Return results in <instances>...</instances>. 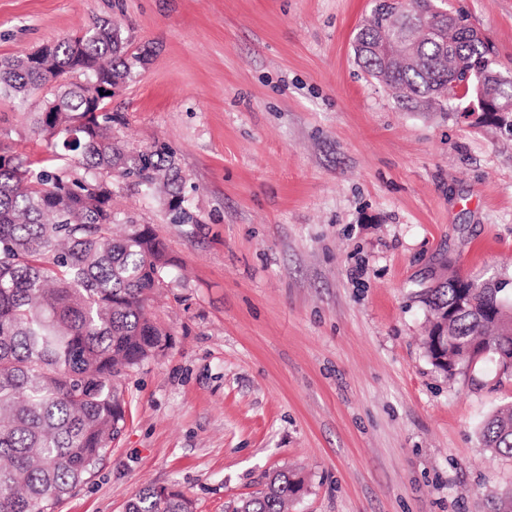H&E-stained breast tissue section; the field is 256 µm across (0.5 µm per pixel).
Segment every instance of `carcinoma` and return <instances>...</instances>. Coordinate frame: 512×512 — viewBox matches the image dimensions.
I'll return each instance as SVG.
<instances>
[{"label": "carcinoma", "mask_w": 512, "mask_h": 512, "mask_svg": "<svg viewBox=\"0 0 512 512\" xmlns=\"http://www.w3.org/2000/svg\"><path fill=\"white\" fill-rule=\"evenodd\" d=\"M390 11L371 8L354 39L358 63L383 73L395 100L413 111L454 109L472 85H448V72H479L490 93L512 109V79L479 69L493 50L464 30L443 23L436 0H393ZM407 33L421 63L387 66L374 48ZM53 65L76 69L75 81L35 113L34 127L61 146L83 173L34 168L25 156L0 147V512H56L58 503L107 457L126 424L125 399L115 379L162 355L169 333L150 314L157 291L170 286L173 260L154 230L124 224L113 230L116 172L146 196H168L173 224L192 215L181 196L179 167L164 149L132 153L112 138L118 122L106 110L108 91L129 77L120 28L95 20L85 33L53 43ZM51 82L50 71L29 55L0 60V95L23 99ZM456 275L423 294L430 317L448 318V362L433 365L453 375L489 359L500 361L494 338L512 329L506 289L512 275L479 284L466 297ZM484 448L512 458V408L488 417ZM300 481L288 471L240 501L236 512H285ZM126 512H193L184 494L165 487L141 489Z\"/></svg>", "instance_id": "obj_1"}]
</instances>
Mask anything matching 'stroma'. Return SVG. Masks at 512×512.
<instances>
[{
	"label": "stroma",
	"instance_id": "35a3bbf8",
	"mask_svg": "<svg viewBox=\"0 0 512 512\" xmlns=\"http://www.w3.org/2000/svg\"><path fill=\"white\" fill-rule=\"evenodd\" d=\"M512 76V0H447ZM372 0H0V59L119 26L142 55L116 140L174 153L191 224L113 178L184 281L152 306L162 356L121 378L126 427L56 512H125L148 485L234 512L273 472L290 512H506L512 458L482 422L512 402L483 361L448 376L420 296L455 268H512V137L399 105L355 61ZM51 87L0 96V146L42 164Z\"/></svg>",
	"mask_w": 512,
	"mask_h": 512
}]
</instances>
